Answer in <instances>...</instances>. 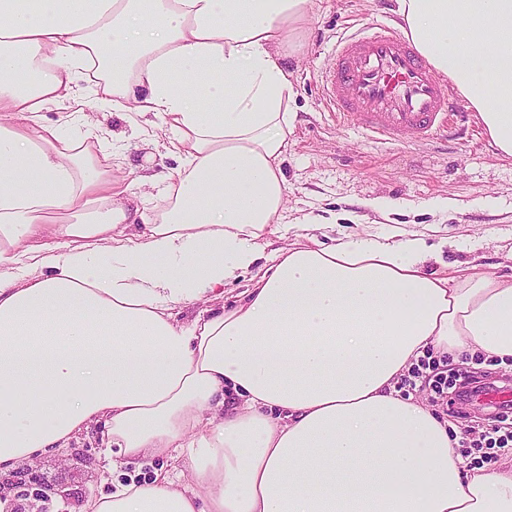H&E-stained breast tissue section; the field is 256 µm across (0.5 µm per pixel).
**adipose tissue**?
<instances>
[{
	"instance_id": "ef3b65f1",
	"label": "adipose tissue",
	"mask_w": 512,
	"mask_h": 512,
	"mask_svg": "<svg viewBox=\"0 0 512 512\" xmlns=\"http://www.w3.org/2000/svg\"><path fill=\"white\" fill-rule=\"evenodd\" d=\"M315 6L0 0V474L94 429L183 469L84 512H512V461L467 468L447 420L397 390L429 349L512 358V278L427 274L419 233L300 234L258 262L297 120L281 52ZM397 12L512 156V0ZM83 81L183 157L141 178L161 213L114 176L120 154L68 134ZM240 281L236 306L176 321Z\"/></svg>"
}]
</instances>
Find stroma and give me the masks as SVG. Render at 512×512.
<instances>
[{"label":"stroma","mask_w":512,"mask_h":512,"mask_svg":"<svg viewBox=\"0 0 512 512\" xmlns=\"http://www.w3.org/2000/svg\"><path fill=\"white\" fill-rule=\"evenodd\" d=\"M401 26L396 0H317L304 48L284 66L298 92L299 121L282 168L288 181L284 231L258 242L261 256L287 247L304 225L318 224L319 241L346 235L423 233L437 251L428 273L463 275L476 266L512 277V157L498 151L476 112L461 122L458 137L423 144H380L352 126L328 121L317 81L332 64V49L348 19ZM92 133L125 153L118 172L125 182L176 166L153 138L135 132L134 115L92 104ZM435 405V404H434ZM456 431L491 427L496 417L477 401L436 404ZM46 483L64 496L36 502L37 512H83L86 502L111 491L112 475L95 436L34 462Z\"/></svg>","instance_id":"35a3bbf8"}]
</instances>
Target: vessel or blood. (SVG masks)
I'll list each match as a JSON object with an SVG mask.
<instances>
[{
  "mask_svg": "<svg viewBox=\"0 0 512 512\" xmlns=\"http://www.w3.org/2000/svg\"><path fill=\"white\" fill-rule=\"evenodd\" d=\"M320 96L340 124L376 143L444 140L458 123L452 88L395 28L350 23L338 36Z\"/></svg>",
  "mask_w": 512,
  "mask_h": 512,
  "instance_id": "vessel-or-blood-1",
  "label": "vessel or blood"
}]
</instances>
